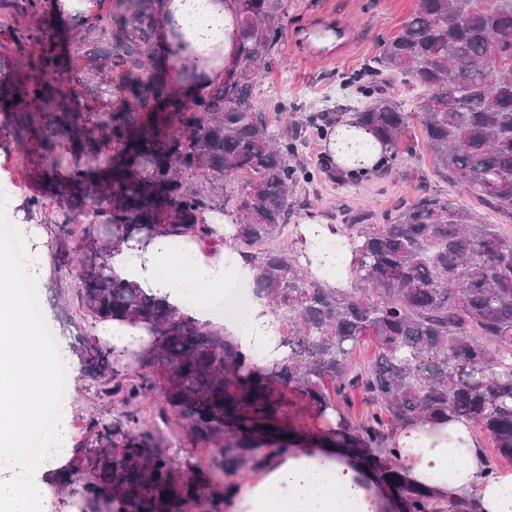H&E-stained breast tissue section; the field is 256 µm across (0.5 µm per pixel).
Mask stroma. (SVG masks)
<instances>
[{"label": "stroma", "mask_w": 512, "mask_h": 512, "mask_svg": "<svg viewBox=\"0 0 512 512\" xmlns=\"http://www.w3.org/2000/svg\"><path fill=\"white\" fill-rule=\"evenodd\" d=\"M416 0H288V13L282 20L283 45L273 57L271 65L262 69L254 89L259 106H266L275 97L280 83H287L288 91L282 95L289 110L299 115L333 108L343 102L341 89L343 76L359 69L380 53L382 41L394 36L403 21L414 10ZM332 16L336 21L353 27L356 41L351 52L338 60H325L306 51L304 36L322 17ZM429 186L431 194L440 197L456 195L452 187L438 176L430 155L424 148L402 157L393 168L372 173L355 190L336 187L328 177L311 183H300L290 197V215L287 237L277 240L279 248L299 253L300 243L295 228L311 220H323L345 226L349 216L364 213L370 223H381L384 214L397 206L416 201L422 186ZM43 313L48 324L55 329L58 345L64 346L69 357L67 365L71 390L65 402L70 411L68 422L70 448L66 455L53 458L50 464L39 466L35 476L44 485L45 512H81V504L72 490L63 489L57 474L85 473L98 445L88 428L90 417L118 424L124 422L128 412H135L138 429L155 438L181 471L194 476L199 482L221 488L232 482L256 481L261 477L259 466L226 472L214 462L208 444L191 440L176 416L161 414L154 398H140L127 403L125 394L105 393L107 383L130 387L142 376L159 377L150 359L132 363L121 359L113 365V378L105 382L92 379L84 370L74 350L78 345L77 331L96 338L97 325L80 306L76 288L70 286L55 291L44 284Z\"/></svg>", "instance_id": "35a3bbf8"}]
</instances>
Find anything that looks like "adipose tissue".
Returning a JSON list of instances; mask_svg holds the SVG:
<instances>
[{
  "label": "adipose tissue",
  "instance_id": "adipose-tissue-1",
  "mask_svg": "<svg viewBox=\"0 0 512 512\" xmlns=\"http://www.w3.org/2000/svg\"><path fill=\"white\" fill-rule=\"evenodd\" d=\"M161 12L173 13L181 27V40L164 38L157 48V64L166 72L178 73L188 53L207 60L205 80L184 87L188 97L203 94L211 83L222 80L225 68L235 60L237 44L234 20L236 0H165ZM223 25L222 38L210 35L211 24ZM362 143L367 152L366 167L379 164L384 146L347 114L328 150L339 165H347L353 144ZM306 253L321 254L324 264H312L311 271L328 287H341L336 276L342 264L333 247H345L336 225L309 222L301 225ZM112 271L120 279L137 284L163 299L189 318L207 322L211 311L208 295L223 288L226 280L251 287L254 271L232 248L219 256L206 257L199 244L168 232L136 246H122L111 256ZM252 335L236 337L241 351L257 355V342L266 349L276 345V331L264 298H255L251 311ZM396 460L409 484L434 490L450 512H512V470H489L482 438L475 426L464 419L443 422L421 421L400 424L391 441ZM263 476L256 482L229 486L224 500L230 512H384L385 502L375 487L334 448H291L271 454L261 449Z\"/></svg>",
  "mask_w": 512,
  "mask_h": 512
}]
</instances>
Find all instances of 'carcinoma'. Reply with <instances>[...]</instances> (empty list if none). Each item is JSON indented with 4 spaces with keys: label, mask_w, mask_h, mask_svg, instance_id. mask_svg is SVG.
I'll return each instance as SVG.
<instances>
[{
    "label": "carcinoma",
    "mask_w": 512,
    "mask_h": 512,
    "mask_svg": "<svg viewBox=\"0 0 512 512\" xmlns=\"http://www.w3.org/2000/svg\"><path fill=\"white\" fill-rule=\"evenodd\" d=\"M288 0H247L238 8L237 57L267 67L283 42ZM12 17L15 48L0 52V141L38 151L45 189L24 198V220L53 228L59 266L69 227L82 226L77 291L97 322L120 319L154 337L164 374L162 413L184 419L191 438L214 445L224 470L259 448H292L291 392L315 415H338L312 438L342 456L385 497V512H441L435 496L388 463L394 423L463 418L512 460V237L451 198L423 192L381 224L347 225L354 288H328L308 267L270 246L287 226L296 184L322 174L341 187L368 172L290 161L302 133L325 137L340 112H315L284 130L255 107L256 80L234 70L207 93L183 98L154 66L152 32L162 20L146 0H87L76 16L75 48L55 31L45 0H25ZM81 62L70 85L72 60ZM512 0H417L380 55L343 86L364 102L347 106L385 141V167L417 144L450 186L477 195L512 221ZM121 74L114 82L112 74ZM421 89L406 112L384 87L389 74ZM212 211L230 219L237 246L255 270L254 290L278 323L283 357L258 367L235 341L179 314L163 300L110 273L112 249L180 225L213 235ZM369 343L367 377L350 375V355ZM94 377H112L109 353L82 341ZM364 385L377 410L353 424L338 407ZM128 424L89 423L102 448L78 478L84 512H183L220 499L176 469Z\"/></svg>",
    "instance_id": "carcinoma-1"
}]
</instances>
